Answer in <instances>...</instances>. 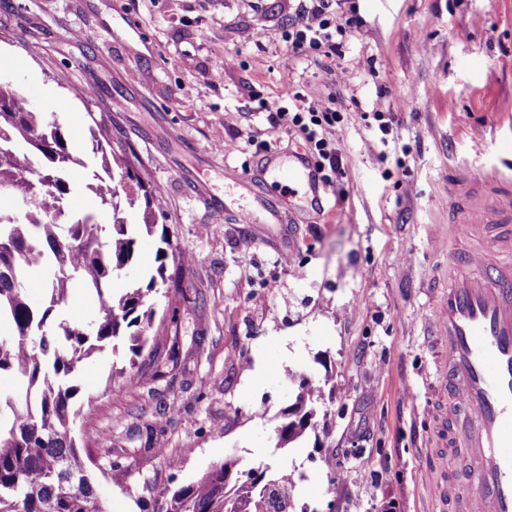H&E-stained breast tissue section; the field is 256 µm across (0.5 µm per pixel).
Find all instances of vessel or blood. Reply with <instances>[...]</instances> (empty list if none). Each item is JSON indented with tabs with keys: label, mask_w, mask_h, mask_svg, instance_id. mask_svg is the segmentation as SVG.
<instances>
[{
	"label": "vessel or blood",
	"mask_w": 512,
	"mask_h": 512,
	"mask_svg": "<svg viewBox=\"0 0 512 512\" xmlns=\"http://www.w3.org/2000/svg\"><path fill=\"white\" fill-rule=\"evenodd\" d=\"M279 178L307 187L321 204L324 187L310 162L280 166ZM494 175L474 186L452 183L448 202L457 245L448 259V285L433 291L430 338L444 354L428 380L438 430L424 449L437 512H512V222L511 182ZM464 454L466 468L453 467Z\"/></svg>",
	"instance_id": "obj_1"
}]
</instances>
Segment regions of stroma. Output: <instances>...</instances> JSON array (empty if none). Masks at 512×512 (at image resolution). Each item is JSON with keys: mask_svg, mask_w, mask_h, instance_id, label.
Wrapping results in <instances>:
<instances>
[{"mask_svg": "<svg viewBox=\"0 0 512 512\" xmlns=\"http://www.w3.org/2000/svg\"><path fill=\"white\" fill-rule=\"evenodd\" d=\"M349 4L360 23L341 58L304 61L283 39L294 0H0V76L24 95L37 84L33 106L78 154L89 115L110 122L115 152L161 188L170 240L193 258L182 275L199 301L181 333L201 346L184 369L132 386L118 376L121 348L79 380L74 434L108 512H142L154 485L188 483L227 456L293 475L299 510L431 512L421 443L438 351L423 325L448 266L449 183L512 175V0ZM290 85L335 97L343 115L344 172L320 219L255 146L259 103L283 106ZM378 112L398 126L382 133ZM261 196L282 224L241 223ZM160 245L138 238L113 293L155 268ZM304 378L323 398L311 428L279 447ZM166 450L181 451L178 468Z\"/></svg>", "mask_w": 512, "mask_h": 512, "instance_id": "1", "label": "stroma"}]
</instances>
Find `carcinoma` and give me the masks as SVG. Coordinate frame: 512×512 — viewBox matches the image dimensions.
Listing matches in <instances>:
<instances>
[{
	"mask_svg": "<svg viewBox=\"0 0 512 512\" xmlns=\"http://www.w3.org/2000/svg\"><path fill=\"white\" fill-rule=\"evenodd\" d=\"M96 158L92 182L98 214H71L68 196L77 185L71 171L87 163L75 153L57 123L46 121L13 87L0 80V189L28 201L21 212L0 210V322L11 334L0 336V375L15 378L14 392L0 393L9 411L0 426V512H106L72 436L79 414L74 404L89 359L128 344L129 379L143 371L162 378L179 360V309L155 324L152 302L158 287L172 288L188 307L197 301L183 285L179 269L167 273L176 249L167 235L157 249V267L146 286L119 297L109 293L112 278L131 265L137 224L122 217L119 187L136 181L143 191L144 227L150 232L165 217L160 188L144 182L127 166L114 177L112 144L100 123L89 127ZM45 289L36 300L27 293L35 278ZM95 291L102 306L89 322L61 318L76 287ZM319 390L302 380L277 429L279 447L301 437L310 425ZM293 481L269 464L243 467L236 459L218 461L195 480L177 488L152 487L151 512H294Z\"/></svg>",
	"mask_w": 512,
	"mask_h": 512,
	"instance_id": "obj_1",
	"label": "carcinoma"
}]
</instances>
